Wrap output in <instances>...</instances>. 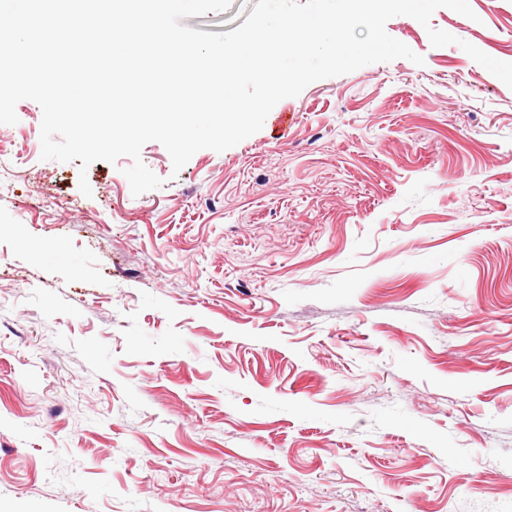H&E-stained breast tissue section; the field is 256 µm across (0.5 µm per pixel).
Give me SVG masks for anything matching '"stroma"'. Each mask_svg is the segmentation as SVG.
I'll use <instances>...</instances> for the list:
<instances>
[{"label":"stroma","mask_w":512,"mask_h":512,"mask_svg":"<svg viewBox=\"0 0 512 512\" xmlns=\"http://www.w3.org/2000/svg\"><path fill=\"white\" fill-rule=\"evenodd\" d=\"M257 0L185 18L227 33ZM413 18L133 196L0 124V512H512V0ZM92 190L84 196L80 177Z\"/></svg>","instance_id":"1"}]
</instances>
